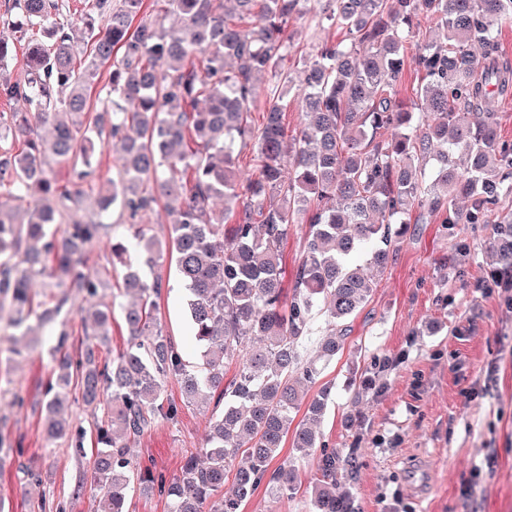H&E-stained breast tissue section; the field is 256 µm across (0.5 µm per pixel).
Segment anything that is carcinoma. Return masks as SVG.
<instances>
[{"label": "carcinoma", "instance_id": "obj_1", "mask_svg": "<svg viewBox=\"0 0 512 512\" xmlns=\"http://www.w3.org/2000/svg\"><path fill=\"white\" fill-rule=\"evenodd\" d=\"M159 2L145 19L143 0H92L90 50L79 59L72 30L58 21L59 0H13L30 24L47 26L48 40L27 43L23 80H0V97L21 104L0 112V315L9 312V325L32 342L59 333L45 393L47 441L68 438L83 453L84 433L69 415L72 392L102 411L89 485L97 512H126L135 491L164 495L168 512H240L261 486L276 500L299 489V460L317 449L322 480L312 487L311 512H348L336 486L351 460L321 441L332 387L306 396L375 287L352 257L370 243L367 261L384 271L417 209L443 224L495 225L492 248L501 268L512 269V212L498 209L512 177V144L489 107L512 95V62L498 40L512 22V0H319L320 18L348 42L323 44L298 83L284 61L295 49L289 24L306 0H233L239 18H255L247 26L228 20L224 0ZM422 17L442 39L418 47L416 114L395 86ZM102 67L110 69L102 90L112 111L93 114ZM261 91L268 106L256 126L248 114ZM290 99L306 114L292 135L283 122ZM106 142L118 152V178L99 193L97 208L120 210L133 229L132 251L95 215L60 229L81 208L82 191L58 185L52 164L91 180ZM238 146L259 162L244 185L235 172ZM289 159L294 173L286 178ZM458 196L470 201L465 213L452 207ZM163 198L170 221L162 242L141 221ZM25 199L19 221L12 202ZM292 224L308 233L289 294L283 253ZM102 242L112 265L125 269L130 344L100 361L112 310L83 309L86 339L74 360L60 317L73 294L94 296L108 282L107 271L85 260ZM167 257L189 290L194 362L154 315L163 280H147L146 271ZM38 282L49 290L47 303L35 301ZM317 312L324 334L309 353ZM171 377L183 400L212 409V418L203 447L168 482L137 458L135 444L158 419H177ZM289 436L296 456L270 469Z\"/></svg>", "mask_w": 512, "mask_h": 512}]
</instances>
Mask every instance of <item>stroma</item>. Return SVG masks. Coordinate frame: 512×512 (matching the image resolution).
<instances>
[{"label": "stroma", "mask_w": 512, "mask_h": 512, "mask_svg": "<svg viewBox=\"0 0 512 512\" xmlns=\"http://www.w3.org/2000/svg\"><path fill=\"white\" fill-rule=\"evenodd\" d=\"M12 0H0V37L13 48L1 72L23 79L25 41ZM297 53L287 66L300 75L323 42L344 40L337 27L307 12L290 27ZM490 224L411 223L394 262L376 278L366 306L310 394L331 386L321 425L327 447L353 455L341 486L355 512H512V292L495 287L499 267ZM155 315L186 360L190 336L186 291L173 267ZM122 273L114 271L96 296H73L65 329L68 350L83 339L79 309L119 306ZM53 374L46 348L14 357L9 385L0 387V434L14 445L0 463V512H94L87 492L95 451L76 453L67 440L44 437V389ZM167 392L179 402L177 421H160L137 443L165 478L180 472L185 455L203 444L208 413L183 402L176 379ZM312 456L299 471L301 488L272 501L257 492L241 512H309L308 490L319 476ZM39 473L28 481L27 470Z\"/></svg>", "instance_id": "stroma-1"}]
</instances>
